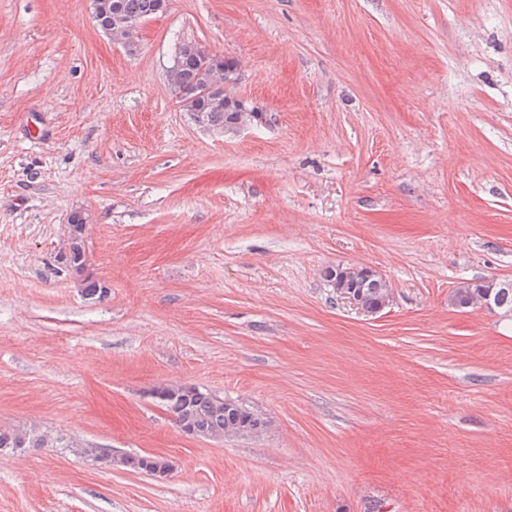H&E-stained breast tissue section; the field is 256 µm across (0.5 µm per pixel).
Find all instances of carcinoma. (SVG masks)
I'll use <instances>...</instances> for the list:
<instances>
[{
  "label": "carcinoma",
  "mask_w": 512,
  "mask_h": 512,
  "mask_svg": "<svg viewBox=\"0 0 512 512\" xmlns=\"http://www.w3.org/2000/svg\"><path fill=\"white\" fill-rule=\"evenodd\" d=\"M161 3L162 0H105V3L97 7L96 25L104 33L113 30L112 16L116 9L124 15L145 20L162 12ZM175 57L179 61L177 78L185 84L196 81L205 65L201 50L193 51L181 42L175 48ZM206 119L210 129L228 134L235 126L249 123L250 114L232 112L224 107H208ZM82 232L83 224L78 220L73 221L66 268L76 273L84 270L86 262L81 244ZM363 292L365 303L373 307L385 299L387 288L382 281L372 279L364 285ZM481 292L479 283L461 285L455 289L453 302L459 308L471 307L474 296ZM150 396L158 406L171 415L180 431L190 430L208 439L235 436V431L240 424L248 418L246 414L248 407L245 405L240 403L239 410L227 411L223 404L217 402L215 393L193 383L157 386L151 391ZM49 442L59 448L72 447L70 442L61 437L51 438L35 431L0 432V448H38ZM80 453L92 461L111 468L116 466L146 474L152 473L159 461L157 455H140L130 462L118 465L112 461V453L106 448H82Z\"/></svg>",
  "instance_id": "cac0c4a2"
}]
</instances>
